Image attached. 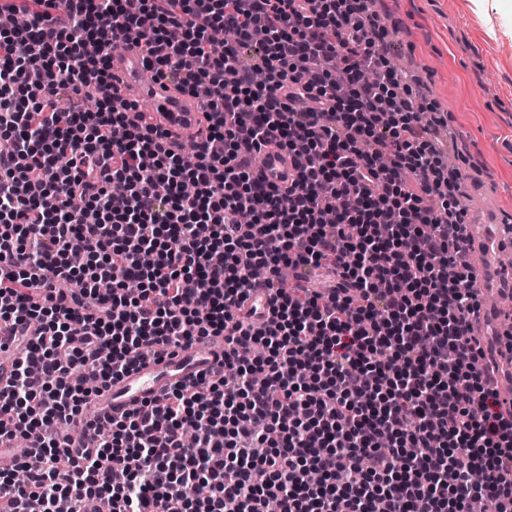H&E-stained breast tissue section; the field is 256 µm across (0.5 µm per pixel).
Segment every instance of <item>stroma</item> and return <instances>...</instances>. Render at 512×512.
Instances as JSON below:
<instances>
[{
	"instance_id": "35a3bbf8",
	"label": "stroma",
	"mask_w": 512,
	"mask_h": 512,
	"mask_svg": "<svg viewBox=\"0 0 512 512\" xmlns=\"http://www.w3.org/2000/svg\"><path fill=\"white\" fill-rule=\"evenodd\" d=\"M389 25L381 51L447 113L449 150L463 182L459 198L472 224L512 225V17L488 12V37L472 0H373Z\"/></svg>"
}]
</instances>
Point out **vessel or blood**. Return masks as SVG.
Returning <instances> with one entry per match:
<instances>
[{"mask_svg": "<svg viewBox=\"0 0 512 512\" xmlns=\"http://www.w3.org/2000/svg\"><path fill=\"white\" fill-rule=\"evenodd\" d=\"M112 75L126 99L141 96L150 99L152 121L167 133L169 141L179 143L189 137L201 140L204 122L201 100L176 92L149 67L141 47L127 46L122 56L113 58ZM259 170L265 179L275 184L288 182L293 174L287 152L275 148L263 152ZM465 247L468 252L489 256L498 251L500 243L491 225L471 224L466 228ZM223 359L224 340L220 337H206L189 347L147 357L93 396L85 408L84 418L92 421L106 415L120 417L145 401L163 400L172 388L195 382L203 371L219 365Z\"/></svg>", "mask_w": 512, "mask_h": 512, "instance_id": "1", "label": "vessel or blood"}]
</instances>
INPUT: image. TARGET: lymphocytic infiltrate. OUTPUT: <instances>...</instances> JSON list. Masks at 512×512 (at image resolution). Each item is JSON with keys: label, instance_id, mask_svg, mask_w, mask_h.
<instances>
[{"label": "lymphocytic infiltrate", "instance_id": "obj_1", "mask_svg": "<svg viewBox=\"0 0 512 512\" xmlns=\"http://www.w3.org/2000/svg\"><path fill=\"white\" fill-rule=\"evenodd\" d=\"M368 2L0 4V440L39 461L0 471V512H512V409L471 334L462 185L431 137L447 119L420 122ZM215 29L235 34L219 52ZM116 39L206 99L191 158L119 94ZM269 146L287 187L257 173ZM210 336L216 369L69 433L144 353Z\"/></svg>", "mask_w": 512, "mask_h": 512}]
</instances>
